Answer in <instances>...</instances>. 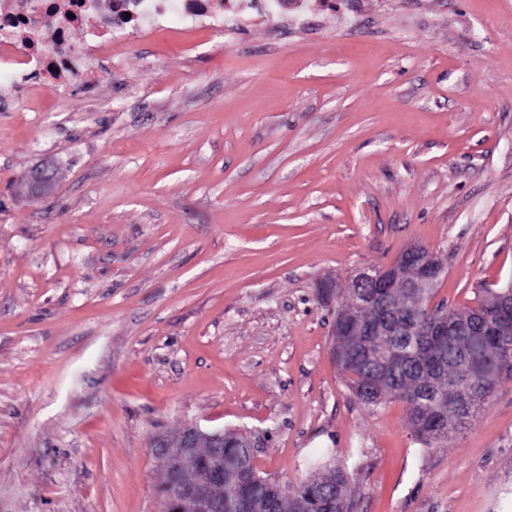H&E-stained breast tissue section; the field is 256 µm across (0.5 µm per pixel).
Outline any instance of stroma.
<instances>
[{"mask_svg": "<svg viewBox=\"0 0 512 512\" xmlns=\"http://www.w3.org/2000/svg\"><path fill=\"white\" fill-rule=\"evenodd\" d=\"M304 2L0 112V512H159L188 424L291 486L329 459L351 512H512V378L421 445L348 388L316 295L414 245L434 303L512 286V0Z\"/></svg>", "mask_w": 512, "mask_h": 512, "instance_id": "1", "label": "stroma"}]
</instances>
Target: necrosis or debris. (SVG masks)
<instances>
[{
	"label": "necrosis or debris",
	"instance_id": "1",
	"mask_svg": "<svg viewBox=\"0 0 512 512\" xmlns=\"http://www.w3.org/2000/svg\"><path fill=\"white\" fill-rule=\"evenodd\" d=\"M253 0H0V80L43 79L67 85L88 79L96 55L111 56L128 26H232ZM82 32L74 40V32Z\"/></svg>",
	"mask_w": 512,
	"mask_h": 512
}]
</instances>
